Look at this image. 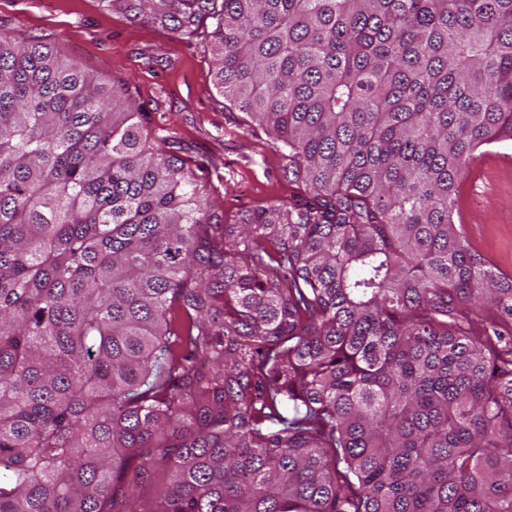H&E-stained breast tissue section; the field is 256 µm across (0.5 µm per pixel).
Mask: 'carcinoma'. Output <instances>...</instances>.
Listing matches in <instances>:
<instances>
[{"instance_id": "cac0c4a2", "label": "carcinoma", "mask_w": 512, "mask_h": 512, "mask_svg": "<svg viewBox=\"0 0 512 512\" xmlns=\"http://www.w3.org/2000/svg\"><path fill=\"white\" fill-rule=\"evenodd\" d=\"M123 3L303 192L213 221L124 92L0 34V512H512V277L455 220L512 0Z\"/></svg>"}]
</instances>
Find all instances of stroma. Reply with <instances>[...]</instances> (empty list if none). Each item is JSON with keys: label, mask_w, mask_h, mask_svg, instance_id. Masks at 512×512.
I'll return each instance as SVG.
<instances>
[{"label": "stroma", "mask_w": 512, "mask_h": 512, "mask_svg": "<svg viewBox=\"0 0 512 512\" xmlns=\"http://www.w3.org/2000/svg\"><path fill=\"white\" fill-rule=\"evenodd\" d=\"M0 33L54 46L103 82L128 84L146 129L168 154L191 159L218 215L288 201L284 159L212 82L209 44L123 13L110 0H0ZM462 231L493 271L512 275V143L487 146L462 188Z\"/></svg>", "instance_id": "1"}]
</instances>
